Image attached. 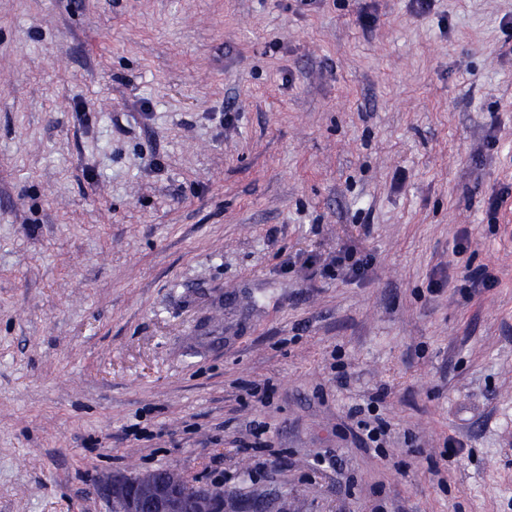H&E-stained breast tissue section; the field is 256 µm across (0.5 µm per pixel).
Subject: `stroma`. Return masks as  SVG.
I'll list each match as a JSON object with an SVG mask.
<instances>
[{
  "instance_id": "1",
  "label": "stroma",
  "mask_w": 512,
  "mask_h": 512,
  "mask_svg": "<svg viewBox=\"0 0 512 512\" xmlns=\"http://www.w3.org/2000/svg\"><path fill=\"white\" fill-rule=\"evenodd\" d=\"M511 16L0 0V512H512ZM357 252L352 249H342L335 257L325 260L323 264V274L331 277L335 270H341L350 278H361L366 275L372 265L369 256L356 258ZM138 487L139 480L136 476L118 475L112 478L109 492L112 499L121 504L123 512H197L192 509L200 498L209 502L210 511H224V499L189 481L186 486L178 484L158 489L151 498L152 510L145 511V496L140 493Z\"/></svg>"
}]
</instances>
